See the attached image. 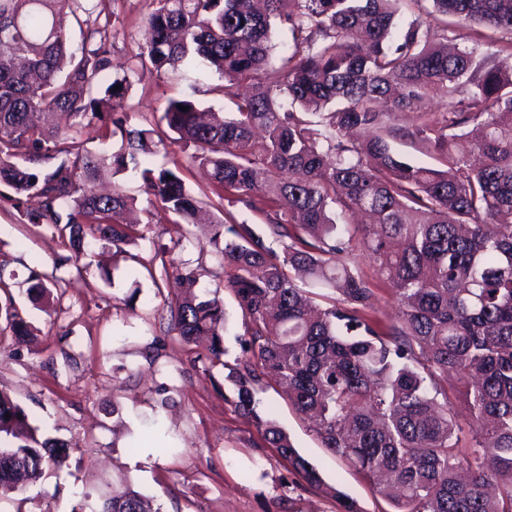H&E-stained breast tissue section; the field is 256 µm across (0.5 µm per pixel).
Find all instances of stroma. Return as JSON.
<instances>
[{
    "label": "stroma",
    "mask_w": 512,
    "mask_h": 512,
    "mask_svg": "<svg viewBox=\"0 0 512 512\" xmlns=\"http://www.w3.org/2000/svg\"><path fill=\"white\" fill-rule=\"evenodd\" d=\"M150 0H114L108 26L113 71H127L125 103L139 128L152 127L156 108L192 97L233 112V98L215 93L216 77L197 70L157 75L131 70L142 43ZM122 187L136 199L145 239L124 253L96 249L83 280L55 289L54 299L27 298L30 271L67 277L66 252L53 231L25 218L26 203L0 198V304L13 300L34 336L15 345L0 319V390L7 392L46 435L70 441L68 467L0 502V512H71L99 500L113 483L131 479L161 512H342L339 502L311 490L267 444L256 424L237 412L221 370L195 365L198 349L168 331L163 306L174 293L165 264L204 271L200 282L218 290L230 328V358L241 354L243 316L226 282L231 268L199 244L170 247L173 217L152 206L134 176L103 171L99 189ZM112 272L100 279L99 267ZM261 408L290 435L324 481L353 498L360 512H395L347 461L333 455L309 423L273 389Z\"/></svg>",
    "instance_id": "35a3bbf8"
}]
</instances>
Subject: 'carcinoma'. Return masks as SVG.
<instances>
[{
	"label": "carcinoma",
	"mask_w": 512,
	"mask_h": 512,
	"mask_svg": "<svg viewBox=\"0 0 512 512\" xmlns=\"http://www.w3.org/2000/svg\"><path fill=\"white\" fill-rule=\"evenodd\" d=\"M91 2L0 0V185L38 198L25 216L60 232L72 278H84L75 258L85 251L145 238L144 225L121 221L134 197L93 189L105 167L133 174L177 217L176 243L211 227L206 245L233 270L242 356L224 361L223 300L199 293L200 271L174 263L164 269L180 285L167 302L170 330L186 345L209 339L195 362L228 370L235 409L308 486L360 512L262 416L264 385L286 388L322 446L377 481L397 512H512V71L489 49L512 50V0H151L134 66L196 67L224 80L227 96L254 88L228 116L205 120L186 97L167 100L157 121L193 148L188 164L209 169L203 198L183 166L148 163L155 129L130 125L114 90L126 78L104 81L99 20L114 0ZM407 8L430 22L402 23ZM68 14L86 31L77 50ZM278 25L291 38L279 64ZM463 29L471 44L448 48ZM435 95L438 111L428 109ZM408 110L417 122L395 124ZM86 121L105 139L121 134L119 150L85 149L73 132ZM404 139L430 148L440 167L397 154L392 143ZM265 203L263 235L214 213ZM358 254L372 276L347 261ZM371 277L397 300L386 332L363 312ZM4 313L16 339L31 336L14 303ZM71 450L0 391V501L67 466ZM72 512L159 509L123 480Z\"/></svg>",
	"instance_id": "obj_1"
}]
</instances>
